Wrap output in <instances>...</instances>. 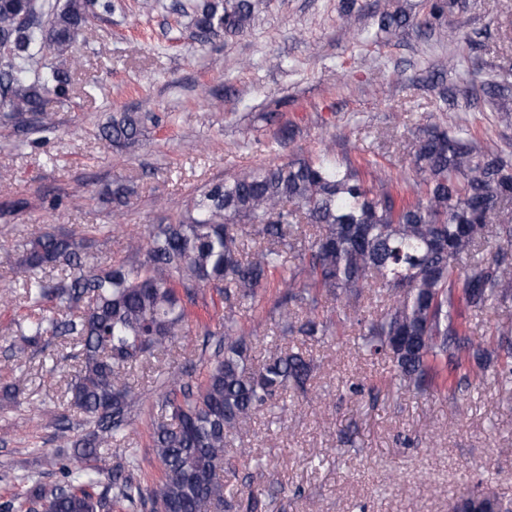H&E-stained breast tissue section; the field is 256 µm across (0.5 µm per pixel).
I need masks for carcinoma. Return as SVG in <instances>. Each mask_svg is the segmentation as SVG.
<instances>
[{"label": "carcinoma", "instance_id": "carcinoma-1", "mask_svg": "<svg viewBox=\"0 0 512 512\" xmlns=\"http://www.w3.org/2000/svg\"><path fill=\"white\" fill-rule=\"evenodd\" d=\"M458 0H430L422 24L448 30ZM114 0H67L60 8L40 0H0V110L19 129L50 133L52 113L43 93L62 99L70 90L66 68L73 42L95 11L110 12ZM255 0H196L182 6L196 40L247 32ZM399 6L388 5L378 29L406 24ZM58 63L39 66L43 50ZM493 100L512 88L483 84ZM144 117L117 112L100 133L111 143H139ZM411 165L421 176L418 191L394 185L376 162L357 166L338 160L334 149L235 174L197 190L175 221L151 226L133 238L131 262L101 264L87 252L77 230L44 231L22 244L24 288L37 316L17 326L23 347L43 336H74L80 365L69 388L68 409L84 416L88 430L71 441L78 459L99 462L109 483L61 465V478L37 483L21 499L0 503V512H235L259 506L251 484H235L226 449L233 447L255 412L273 405L288 389L306 391L312 361L300 352H276L259 366L252 342L224 318V346L214 354L203 383L178 373L163 381L160 415L153 420L161 477L143 485L133 459L114 471L100 449L124 437L135 396L125 382L128 365L191 333L196 289L224 295L228 308L253 301L275 279L286 288L282 315L290 331L327 336L315 314L317 296L341 302L342 320L362 331L365 353L392 363L399 386L430 392L441 372L477 368L512 382V317L494 326L495 341L475 342L462 309L490 310L512 298V164L479 151L451 126L434 124L415 145ZM130 184L115 180L104 196L115 208L128 205ZM28 207L17 198L0 203L7 219ZM506 246L490 255L478 250L493 219ZM383 299L379 316L362 314L360 302ZM305 314L293 321L297 313ZM471 508L512 512L493 493H461Z\"/></svg>", "mask_w": 512, "mask_h": 512}]
</instances>
